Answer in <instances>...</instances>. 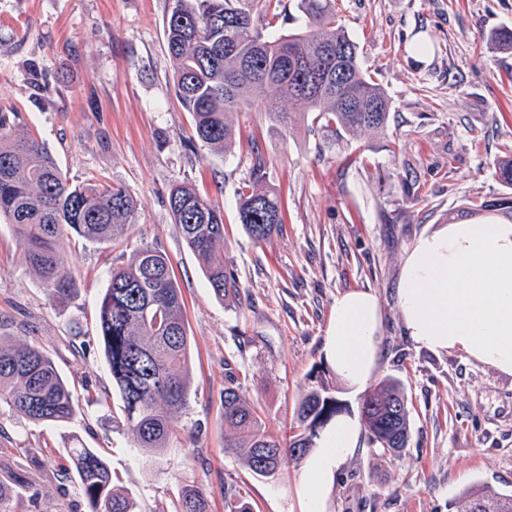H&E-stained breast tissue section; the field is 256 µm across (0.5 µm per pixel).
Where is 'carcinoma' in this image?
<instances>
[{
  "mask_svg": "<svg viewBox=\"0 0 512 512\" xmlns=\"http://www.w3.org/2000/svg\"><path fill=\"white\" fill-rule=\"evenodd\" d=\"M282 0H174L166 22V42L175 64L174 90L190 113L202 146L224 150L235 135L233 116L259 109L270 128L286 131L294 109L314 114L331 142L367 130L388 128L392 101L364 67L350 34L336 24V0H298L304 26L288 34L269 32ZM16 114L0 113V218L21 241L22 260L39 275L49 295L65 300L75 282L57 250L72 233L103 243L120 236L139 209L125 187L72 184L42 143L14 134ZM497 175L506 191L472 202L471 209L495 211L512 220V144H503ZM266 161L255 153L251 190L242 193L238 220L259 243L283 224L279 195L263 187ZM174 223L199 258L210 288L220 300L238 293L224 266V212L219 203L180 184L168 197ZM98 343L104 349L117 408L138 448L160 455L176 435V420L188 406L190 336L182 290L165 253L137 249L112 268L99 303ZM376 419L367 422L369 444L382 453L406 447L409 410L397 381L385 379L367 394ZM34 424H62L78 404L70 383L38 347L0 340V406ZM342 404L322 377L300 398L294 434L284 447L254 407L234 387L224 388V427L233 437L228 452L254 475L270 478L282 461H299L315 447L321 431ZM90 512H135L128 493L114 485L112 469L96 449L75 440L66 449ZM493 512H512V493L488 487L461 492L456 512H473L481 497ZM176 512H209V502L193 487L183 489Z\"/></svg>",
  "mask_w": 512,
  "mask_h": 512,
  "instance_id": "1",
  "label": "carcinoma"
}]
</instances>
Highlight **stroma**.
I'll return each instance as SVG.
<instances>
[{
  "mask_svg": "<svg viewBox=\"0 0 512 512\" xmlns=\"http://www.w3.org/2000/svg\"><path fill=\"white\" fill-rule=\"evenodd\" d=\"M173 0H0V112L15 132L40 140L74 183L123 185L140 203L133 224L99 244L59 239L77 290L52 298L21 260L0 222V336L43 349L74 384L79 409L59 426L16 420L0 408V488H17L5 512H87L65 450L100 449L136 512H175L184 487L211 512L242 497L253 512H299V463L261 478L225 452L222 398L239 384L266 425L287 434L295 404L323 373L344 410L347 389L327 361L324 330L337 296L367 288L382 316L376 379L399 381L409 442L381 454L361 441L340 471L332 512H454L463 489L512 492V377L460 353H434L406 336L396 285L417 238L476 197L502 192L494 162L512 142V49L489 44L512 28V0H338V20L393 102L388 134L362 133L325 149L309 119L288 133L262 112L238 113L231 148L193 139L178 101L166 47ZM267 162L284 224L255 243L238 221L254 152ZM363 154L365 163L354 161ZM410 170H403V160ZM188 183L224 211V261L237 297L217 299L168 205ZM166 253L186 302L191 338L190 404L178 435L158 457L108 412L112 381L95 336L99 301L113 266L137 248Z\"/></svg>",
  "mask_w": 512,
  "mask_h": 512,
  "instance_id": "1",
  "label": "stroma"
}]
</instances>
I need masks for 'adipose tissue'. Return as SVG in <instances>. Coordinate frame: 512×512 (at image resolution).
I'll list each match as a JSON object with an SVG mask.
<instances>
[{
    "instance_id": "obj_1",
    "label": "adipose tissue",
    "mask_w": 512,
    "mask_h": 512,
    "mask_svg": "<svg viewBox=\"0 0 512 512\" xmlns=\"http://www.w3.org/2000/svg\"><path fill=\"white\" fill-rule=\"evenodd\" d=\"M397 299L407 336L434 353L457 352L512 376V222L442 224L421 235L403 262ZM381 313L376 296L337 297L324 351L337 377L355 391L377 371ZM357 418L336 417L322 430L299 471L300 512H330L338 472L354 454Z\"/></svg>"
}]
</instances>
